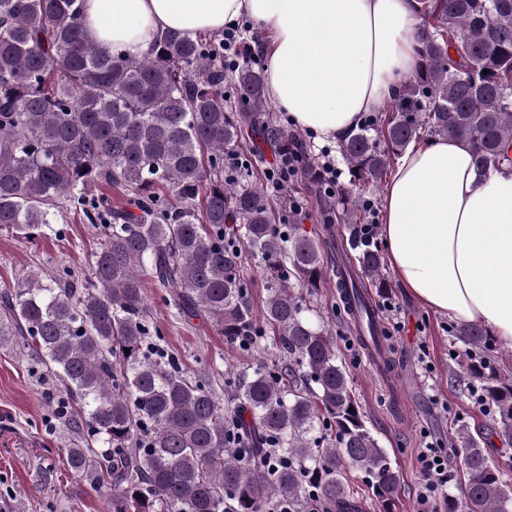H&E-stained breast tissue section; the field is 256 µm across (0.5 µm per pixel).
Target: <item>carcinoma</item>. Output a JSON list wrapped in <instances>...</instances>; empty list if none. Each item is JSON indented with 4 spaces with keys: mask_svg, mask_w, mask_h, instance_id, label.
<instances>
[{
    "mask_svg": "<svg viewBox=\"0 0 512 512\" xmlns=\"http://www.w3.org/2000/svg\"><path fill=\"white\" fill-rule=\"evenodd\" d=\"M418 65L383 119L340 141L355 188H377L412 143H467L478 174L512 157V0H422ZM233 71L240 107L224 108V55L176 31L141 57L102 51L84 35L81 0H0V226L36 240L72 208L102 224L81 290L29 271L0 290V344L30 350L68 394L78 444L71 472L106 489L104 512H399L400 476L355 400L333 339L304 315L321 287V245L263 186L229 177L224 155L246 130L268 129L264 70ZM488 73H483V70ZM124 192L112 205L100 184ZM264 262V328L256 323L243 253ZM357 261L387 288L379 252ZM169 304L229 341L258 330L288 359L233 380L224 407L216 376H188L161 335L143 277ZM346 309L381 343L375 311L341 275ZM471 346L463 370L483 380L487 432L457 430L463 497L440 512H512V492L482 440L512 447V377L495 370L480 324L454 328ZM129 352H124V349ZM353 412H348V409ZM237 432L249 445L240 456ZM277 447L285 462L268 459Z\"/></svg>",
    "mask_w": 512,
    "mask_h": 512,
    "instance_id": "carcinoma-1",
    "label": "carcinoma"
}]
</instances>
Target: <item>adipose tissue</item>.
<instances>
[{
    "label": "adipose tissue",
    "instance_id": "1",
    "mask_svg": "<svg viewBox=\"0 0 512 512\" xmlns=\"http://www.w3.org/2000/svg\"><path fill=\"white\" fill-rule=\"evenodd\" d=\"M420 0H83L101 50L148 52L157 35L194 39L248 17L268 35V91L295 124L336 141L399 90L417 62ZM388 262L436 312L512 345V162L477 176L470 146H412L383 197Z\"/></svg>",
    "mask_w": 512,
    "mask_h": 512
}]
</instances>
